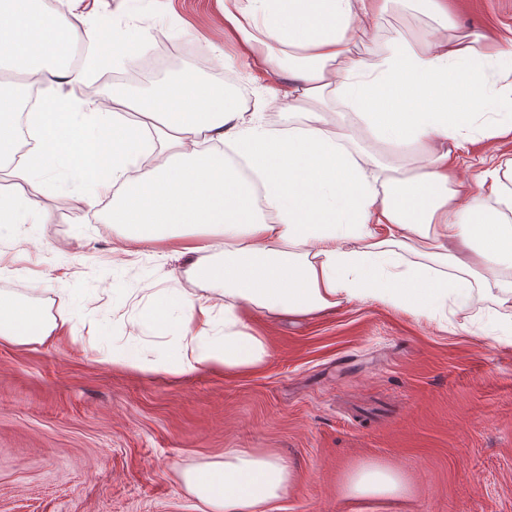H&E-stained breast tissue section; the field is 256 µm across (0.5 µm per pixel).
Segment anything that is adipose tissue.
<instances>
[{"label": "adipose tissue", "instance_id": "obj_1", "mask_svg": "<svg viewBox=\"0 0 512 512\" xmlns=\"http://www.w3.org/2000/svg\"><path fill=\"white\" fill-rule=\"evenodd\" d=\"M35 0H0V226L49 220L45 187L70 182L84 200L107 199L116 250L141 246L192 260L200 293L171 291L143 319L144 335H167L147 358L138 344L112 349V362L182 376L253 370L269 356L248 332L244 311L306 315L371 298L429 316L468 307L473 289L512 302V188L504 169L478 181L453 168L470 140L484 88L512 73V42L476 47L448 31V0H430L440 24L428 38H399L371 59L353 48L397 0H212L213 19L243 67L254 104L206 92L192 68L100 99L76 100L62 86L106 54L103 27L66 0L50 13ZM93 47L85 67L76 44ZM39 89L21 110L19 89ZM353 115L337 122L320 106ZM282 115L274 124L268 113ZM413 152L420 170L399 178L364 147L363 133ZM224 330L216 332L215 317ZM64 322L0 293V339L41 343ZM206 512H259L292 482L274 455L236 453L186 471ZM404 490L393 469L365 465L348 478L350 496Z\"/></svg>", "mask_w": 512, "mask_h": 512}]
</instances>
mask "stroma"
<instances>
[{
	"mask_svg": "<svg viewBox=\"0 0 512 512\" xmlns=\"http://www.w3.org/2000/svg\"><path fill=\"white\" fill-rule=\"evenodd\" d=\"M86 3L126 55L70 95L100 90L108 73L143 88L185 57L203 82L232 83L253 104L244 73L224 71L205 48L224 44L210 0H140L134 31L117 0ZM450 5L455 30L512 37V0ZM435 25L429 0H398L356 53ZM509 158L511 135L479 138L458 170L472 179ZM45 204L51 217L29 225L27 242L0 243V292L66 318V331L40 345L0 339V512H202L182 472L234 451L290 466L287 494L265 512H512V344L492 296L475 294L468 312L445 320L373 299L305 317L254 314L245 323L269 352L257 369L137 373L111 364L112 347L132 336L150 350L167 344L138 322L157 295L197 291L188 258L153 245L114 254L103 206ZM365 463L398 471L405 491L347 496L348 474Z\"/></svg>",
	"mask_w": 512,
	"mask_h": 512,
	"instance_id": "stroma-1",
	"label": "stroma"
}]
</instances>
